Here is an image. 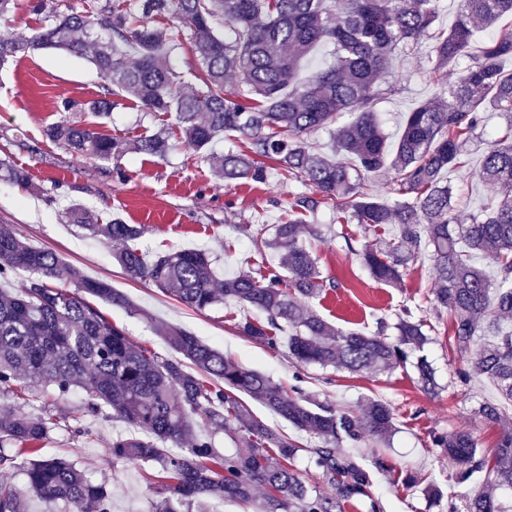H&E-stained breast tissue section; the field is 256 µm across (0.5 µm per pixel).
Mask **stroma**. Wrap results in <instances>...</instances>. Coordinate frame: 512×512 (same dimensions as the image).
<instances>
[{"label":"stroma","instance_id":"35a3bbf8","mask_svg":"<svg viewBox=\"0 0 512 512\" xmlns=\"http://www.w3.org/2000/svg\"><path fill=\"white\" fill-rule=\"evenodd\" d=\"M430 47V40L420 39L413 50L396 53L389 64L387 89L376 105L389 140H396L407 113L436 91L426 64ZM105 84V78L86 60L52 49L31 53L0 70V158L26 169L31 179L26 189L0 181V224L12 225L30 244L56 251L86 276L107 281L123 292L130 308L103 302L100 310L124 326L133 341L162 357L173 355L154 330L163 323L192 332L244 367L262 371L283 386L294 385L296 377H303L308 389L323 393L340 406L353 409L367 397L386 401L395 411L398 427L391 447L381 449L366 443L355 450L366 462L382 455L391 465L389 473L376 475L375 496L385 512H448L447 502L430 503L421 488L406 487L402 480L407 473L419 472L448 487V458L431 446V432L465 428L482 447L493 448L499 430L486 423L476 409L480 403L496 399L498 391L487 382L457 384L461 361L448 345L450 322L437 317L429 302L435 279L431 262L424 258L410 265L402 287L378 283L362 259L347 249L345 239L364 235L381 249L392 239L394 226L366 235L358 224L337 223L335 211L328 207L320 208L314 217L315 223L325 228V235L306 241L324 278L336 283L310 305L337 328L370 333L375 331L377 319L395 322L402 306L421 309L433 327L424 353L441 386L435 396L420 389L412 366L352 374L301 364L290 358L286 343L269 346L238 332V323L254 317V310L229 303L198 313L153 285L131 279L112 258L115 244L67 223L64 210L70 201H81L102 216L141 225L143 233L134 246L142 251L205 250L216 275L221 276L277 265L257 228L280 223L289 201L303 187L282 180L272 161L266 164L265 180L230 187L187 145L164 159L129 153L101 162L76 157L45 137L48 125L64 119L94 122V115L88 112H59L58 103L64 99L88 101L97 97ZM167 123L165 116L141 111L134 102L122 99L103 129L132 139ZM504 124L499 113H489L484 133L468 148L465 167L447 174L460 215L479 213L492 195L472 173L487 141L494 139ZM60 406L78 416L80 426L92 430L93 436L76 438L69 429L58 428L44 442L43 456L74 460L94 480L105 482L112 490L111 512H144L154 496L146 468L113 461L106 455L113 437L127 431V424L82 415L83 396L77 389L61 400Z\"/></svg>","mask_w":512,"mask_h":512}]
</instances>
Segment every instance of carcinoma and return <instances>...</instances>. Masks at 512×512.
I'll return each instance as SVG.
<instances>
[{
	"mask_svg": "<svg viewBox=\"0 0 512 512\" xmlns=\"http://www.w3.org/2000/svg\"><path fill=\"white\" fill-rule=\"evenodd\" d=\"M442 0H34L41 25L27 39L0 36V69L37 50L56 49L84 59L111 87L87 102L63 100L61 112L110 117L119 95L145 112L174 116L182 142L231 186L261 181L262 160L279 165L281 176L304 185L288 204V220L265 241L280 255L283 272H238L220 281L204 250L180 249L150 257L130 246L143 229L120 218L103 220L80 202L67 206L69 223L95 237L122 244L112 258L129 277L148 281L184 306L205 312L234 302L264 315L238 324L246 336L275 345L272 330H288V352L297 362L358 373L393 369L415 357L421 388L436 394L435 371L423 355L431 326L408 307L385 337V321L373 335L336 328L299 303L324 291L316 258L303 244L322 235L307 216L327 205L336 223L352 217L371 231L393 224L389 250L366 244L361 256L372 277L402 286L403 271L427 256L436 271L430 303L448 314L450 348L463 359L460 383L483 379L505 399L477 410L500 430L495 448H481L468 430L435 432L432 447L448 455L451 479L468 484L463 512H506L497 496L512 488V29H502L473 49L476 33L512 15V0H462L448 31L433 36L430 72L439 90L406 116L394 145L387 143L374 104L377 83L389 61L416 44L437 20ZM165 18L187 33L200 64L197 84L186 86L175 67L177 40L156 20ZM224 24L221 35L215 26ZM334 46L332 62L308 81L298 71L321 44ZM464 57L471 63L447 83L448 68ZM500 112L506 125L488 143L473 176L495 199L479 216L463 219L453 206L444 174L461 167L467 146L482 129L486 113ZM347 120L336 124L339 115ZM331 129V149L322 152L307 136ZM44 134L75 156L109 161L134 152L165 158L179 142L160 129L133 141L111 137L98 125L60 121ZM235 136L245 149L215 151ZM394 171L397 199L364 193V174ZM0 180L27 187L26 170L0 162ZM495 263V280L475 264ZM14 270L29 273L17 290L0 289V469L19 470L24 487L0 482V512H26V499L64 501L69 512H111V491L92 481L74 461L45 457L42 444L70 416L55 394L76 387L92 415L123 420L140 434L112 439L113 461L154 468L157 488L147 512H191L193 503L227 499L255 512H344L355 502L383 512L373 493V471L387 472L382 458L368 468L345 451L367 440L390 445L396 419L390 404L367 398L358 409L340 408L304 388L276 383L248 369L176 326L158 332L175 359H160L135 345L124 327L109 321L86 299L131 307L127 297L103 280L90 279L50 249L29 245L9 224L0 225V279ZM66 276L74 289L55 284ZM55 386L56 390H48ZM47 392L40 410H25ZM244 394L320 444L307 449L309 462L334 493L307 485L294 469L300 446L254 416ZM230 431L237 448L223 454L215 432Z\"/></svg>",
	"mask_w": 512,
	"mask_h": 512,
	"instance_id": "obj_1",
	"label": "carcinoma"
}]
</instances>
